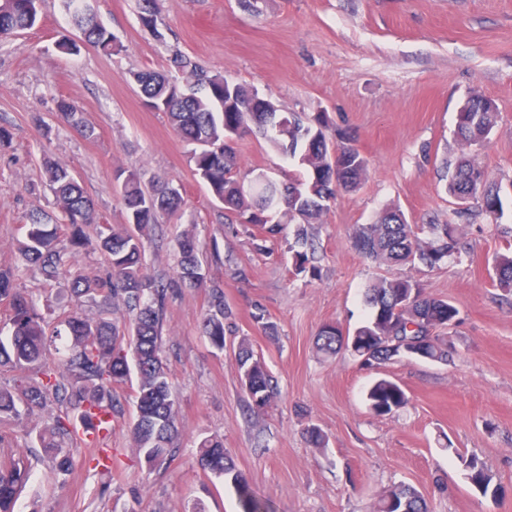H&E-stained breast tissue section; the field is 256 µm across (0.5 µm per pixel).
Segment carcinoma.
<instances>
[{"instance_id":"1","label":"carcinoma","mask_w":512,"mask_h":512,"mask_svg":"<svg viewBox=\"0 0 512 512\" xmlns=\"http://www.w3.org/2000/svg\"><path fill=\"white\" fill-rule=\"evenodd\" d=\"M38 0H0V38L35 27L40 21ZM72 20L82 30L87 43L110 52L117 38L96 19L86 15L83 0H65ZM176 75L153 70L135 74V82L152 109L167 115L175 131L195 145L190 156L194 171L210 194L238 220L258 228L253 248L269 251L267 242L282 233L280 214L298 224L296 243L305 247L293 256L297 273L318 272L314 265L316 248L308 228L329 210L336 191L355 192L364 184L368 161L343 132L330 136L333 123L325 112L301 119L292 115V127L284 133L265 135L277 150L300 168L299 178L281 188L268 181L255 193L245 194L239 182L256 171L246 167L227 138L234 140L256 128L264 132L262 113L256 111L258 95L254 88L208 74L199 64L180 55L173 59ZM192 81L195 89L186 93L179 80ZM60 118L85 135L94 129L84 124L78 107L66 100L57 102ZM499 114L485 111V98L472 94L457 112L455 136L462 147L456 162L448 166L445 191L455 205V213L465 216L472 205L489 217L498 215L502 201L498 187L489 182L476 162L475 152L498 129ZM48 185L62 215L58 224H45L38 218L24 225L18 242L19 256L27 267L38 269L49 280L70 279L75 308L58 316L51 326L20 287L16 274L0 270V307L4 326L0 328V368L24 371L37 368L33 375H20L8 387L0 386V425L16 423L54 402L58 412L36 433V442L52 459L56 474L70 469V449L79 435V424L97 422L87 444L98 448L91 458L94 467L109 473L112 455L102 447L112 437V421L124 414L117 390L130 384L135 414L131 437L140 461L152 470L170 460L171 444L177 433L176 410L171 396V370L161 349L163 313L169 289L181 285L200 287L208 277L199 257L196 239L185 233L176 238L177 263L174 276L166 281L145 272L146 242L159 217L178 212L184 198L173 180L158 177L151 190L142 188L141 174L129 172L120 187V201L127 225L116 230L98 223L91 198L83 186L61 165L45 163ZM95 229L96 238L87 230ZM68 234L70 252L58 247L59 230ZM461 224H429L428 240L419 237V226L407 222L397 207L385 209L372 224L359 226L354 234L355 249L367 258L386 264L440 266L461 248ZM94 245L104 254L106 272L90 278L75 269L76 256ZM492 287L512 294V241L493 256ZM211 301L201 319V329L219 350L224 349L226 328L233 320L224 304L221 286L211 284ZM364 300L370 317L352 332H343L334 323H325L316 336V347L326 355L345 350L368 369L379 368L399 356L394 342L410 340L416 359L448 363L453 348L443 330L457 324L459 309L450 301L429 296L421 284L408 277H382L366 288ZM87 303L120 314V318L89 316ZM66 337L61 350L55 345ZM241 388L247 394L250 410L259 415L277 395L274 380L264 361L254 357L246 343L238 351ZM371 407L389 413L405 402L403 390L381 378L367 394ZM198 465L204 471L233 487L239 512H267L265 503L253 491L247 475L237 468L224 439L203 438L198 444ZM467 479L482 495L493 499L506 489L493 483L492 475L475 460L466 463ZM31 477L25 457L12 458L0 466V512H14L20 495ZM376 512H431L428 500L414 487L401 484L386 491Z\"/></svg>"}]
</instances>
